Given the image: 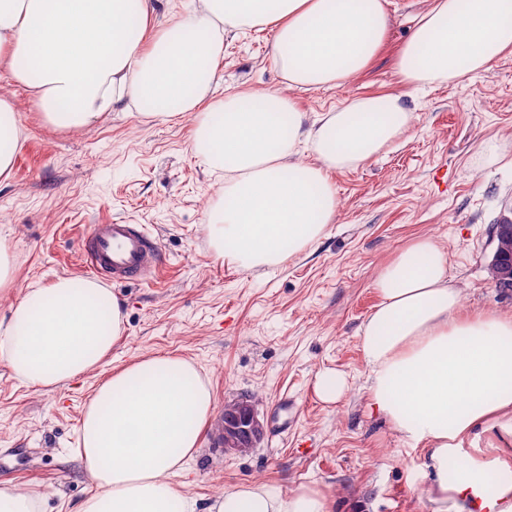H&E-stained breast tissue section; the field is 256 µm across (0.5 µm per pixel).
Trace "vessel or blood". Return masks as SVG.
Returning <instances> with one entry per match:
<instances>
[{
    "instance_id": "vessel-or-blood-1",
    "label": "vessel or blood",
    "mask_w": 512,
    "mask_h": 512,
    "mask_svg": "<svg viewBox=\"0 0 512 512\" xmlns=\"http://www.w3.org/2000/svg\"><path fill=\"white\" fill-rule=\"evenodd\" d=\"M91 273L112 283L149 282L159 273L156 240L139 224H92L81 238Z\"/></svg>"
}]
</instances>
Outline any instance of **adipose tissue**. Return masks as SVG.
I'll return each instance as SVG.
<instances>
[{
    "mask_svg": "<svg viewBox=\"0 0 512 512\" xmlns=\"http://www.w3.org/2000/svg\"><path fill=\"white\" fill-rule=\"evenodd\" d=\"M152 27L150 0H0V66L55 128L136 110L192 116L199 162L224 174L206 231L244 269L276 266L325 235L338 211L332 172L370 163L410 126L401 96H359L309 120L271 89L212 99L225 36L272 29V63L292 88L338 87L376 57L386 0H189ZM512 50V0H432L396 70L420 90L457 84ZM13 100L0 93V177L20 147ZM315 160L298 161L300 150ZM447 251L428 235L399 249L372 286L359 336L368 405L422 446L434 512H512V482L459 449L512 438V314L463 313ZM125 332L120 303L88 278L30 285L0 317V360L29 386L55 390L99 367ZM214 396L189 359L154 355L101 385L84 412L78 456L92 491L79 512H198L174 477L203 445ZM207 512H333L323 492L263 483L215 497Z\"/></svg>",
    "mask_w": 512,
    "mask_h": 512,
    "instance_id": "adipose-tissue-1",
    "label": "adipose tissue"
}]
</instances>
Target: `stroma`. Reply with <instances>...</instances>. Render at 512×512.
<instances>
[{"mask_svg":"<svg viewBox=\"0 0 512 512\" xmlns=\"http://www.w3.org/2000/svg\"><path fill=\"white\" fill-rule=\"evenodd\" d=\"M431 0H387L390 29L377 57L341 86L289 88L271 63L269 30L224 40V94L289 92L319 115L361 95H402L411 127L368 165L332 173L338 217L327 234L281 266L251 271L210 244L207 216L224 175L200 166L190 117L115 112L97 126L46 124L26 88L0 70L23 145L0 178V242L14 256L0 315L28 285L89 277L80 236L91 224H140L162 253L152 282L116 285L125 333L96 370L53 391L19 383L0 360V486L47 493L41 512H76L91 487L76 453L85 408L113 370L147 355L194 360L215 408L254 397L265 435L224 455L212 433L190 464L188 493L206 506L224 489L261 482L287 494L314 487L334 512H433L432 481L410 447L368 406L358 328L377 302L380 266L420 235L449 251L464 312H512L488 280L493 226L512 214V53L455 86L412 91L396 72L400 45ZM495 141L496 154L485 150ZM347 379L334 403L315 393L318 371ZM294 402L291 416L281 400Z\"/></svg>","mask_w":512,"mask_h":512,"instance_id":"obj_1","label":"stroma"}]
</instances>
